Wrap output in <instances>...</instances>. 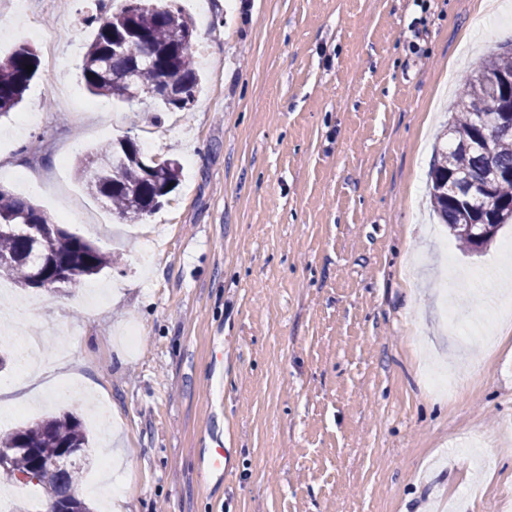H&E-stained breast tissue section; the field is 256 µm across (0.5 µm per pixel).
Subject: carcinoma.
<instances>
[{
  "label": "carcinoma",
  "mask_w": 512,
  "mask_h": 512,
  "mask_svg": "<svg viewBox=\"0 0 512 512\" xmlns=\"http://www.w3.org/2000/svg\"><path fill=\"white\" fill-rule=\"evenodd\" d=\"M98 24L85 53L81 76L95 95L124 102L139 100L145 89H167L157 96L163 109L189 111L201 91V73L192 44L178 46L179 38L194 39L195 26L180 0H119L106 18L90 15ZM33 67L27 71L25 66ZM34 51L21 45L0 58V118L23 99L36 76ZM512 114V50L495 54L464 81L455 115L448 124L451 143L439 153L431 173V203L460 246L471 253L486 249L498 231L512 223V131L500 120ZM76 172L87 190L112 204V213L128 224H140L165 203L179 186L180 164L173 158L143 156L137 142L123 136L79 159ZM488 185L489 208L466 201L457 189L462 183ZM41 225L49 254L41 259L39 246L27 235L24 220ZM473 224H492L494 230L476 238ZM46 262L52 276H63L70 287L119 258L70 233L30 201L0 189V277L8 276L22 288L36 287L34 273ZM0 448H13L8 468L0 469V482L19 480L34 470L30 449L51 458L61 450L82 455L89 440L82 422L72 412L48 416L0 433ZM82 464L43 468L36 483L53 504L76 501V512H92L76 493Z\"/></svg>",
  "instance_id": "carcinoma-1"
}]
</instances>
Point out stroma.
I'll list each match as a JSON object with an SVG mask.
<instances>
[{"mask_svg":"<svg viewBox=\"0 0 512 512\" xmlns=\"http://www.w3.org/2000/svg\"><path fill=\"white\" fill-rule=\"evenodd\" d=\"M184 0L208 59L188 111L92 95L81 78L112 0H28L0 44L40 67L0 120V188L115 252L76 287L0 288L42 363L0 370V430L75 413L95 512H512V339L472 313L512 300V224L465 254L426 183L462 79L512 47V0ZM67 21L44 57L30 27ZM40 123L18 131L22 114ZM127 135L177 159L171 203L123 224L75 174ZM456 371L454 397L432 373ZM222 440L225 477L202 463Z\"/></svg>","mask_w":512,"mask_h":512,"instance_id":"stroma-1","label":"stroma"}]
</instances>
